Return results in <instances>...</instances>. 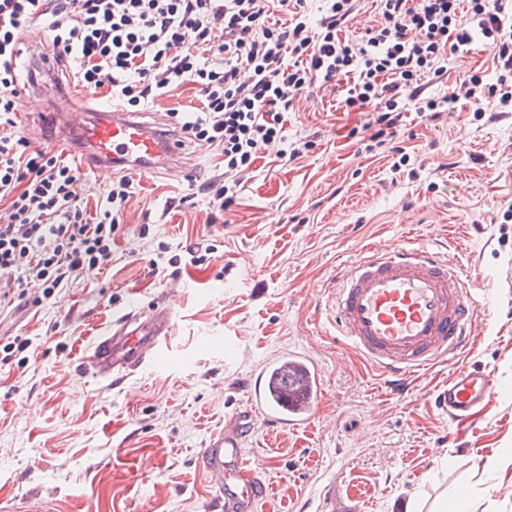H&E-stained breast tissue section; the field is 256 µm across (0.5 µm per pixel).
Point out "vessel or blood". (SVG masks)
<instances>
[{
  "label": "vessel or blood",
  "mask_w": 512,
  "mask_h": 512,
  "mask_svg": "<svg viewBox=\"0 0 512 512\" xmlns=\"http://www.w3.org/2000/svg\"><path fill=\"white\" fill-rule=\"evenodd\" d=\"M62 136L75 138L87 165L136 167L141 176L163 170L187 173V142L165 122L144 120L113 104L60 101L50 115ZM482 296L461 277L453 256L408 245L367 248L337 269L328 308L336 334L400 394L408 376L459 356L473 338ZM175 322L173 310L132 309L105 326L93 342L89 369L111 378L135 371L145 360L160 366ZM322 391L321 371L309 355L290 351L256 372L248 383V404L213 432L198 453L209 488L208 512H255L265 492L257 465L245 457L255 419L281 431L310 423ZM496 394L490 369L463 366L448 376L437 402L450 420L468 419Z\"/></svg>",
  "instance_id": "1"
}]
</instances>
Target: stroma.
I'll return each mask as SVG.
<instances>
[{
	"mask_svg": "<svg viewBox=\"0 0 512 512\" xmlns=\"http://www.w3.org/2000/svg\"><path fill=\"white\" fill-rule=\"evenodd\" d=\"M492 57L448 56L427 95L477 72L494 82ZM369 118L303 95L282 146L302 156L285 165L260 151L220 224L189 192L223 157L189 147L190 178L136 179L106 268L0 312V512H202L199 448L245 408L253 374L291 350L318 362L324 386L306 428L278 434L256 419L246 456L269 482L257 512H317L328 486L358 512H512V112L492 119L465 99L437 121L407 112L399 167L350 138ZM410 239L452 240L487 299L468 351L391 395L337 338L325 302L338 266ZM162 296L177 314L176 365L117 380L84 369L101 325ZM462 365L489 367L505 394L458 424L436 396Z\"/></svg>",
	"mask_w": 512,
	"mask_h": 512,
	"instance_id": "obj_1",
	"label": "stroma"
}]
</instances>
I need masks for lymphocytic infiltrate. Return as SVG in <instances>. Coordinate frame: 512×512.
I'll return each instance as SVG.
<instances>
[{"mask_svg": "<svg viewBox=\"0 0 512 512\" xmlns=\"http://www.w3.org/2000/svg\"><path fill=\"white\" fill-rule=\"evenodd\" d=\"M362 0H330L318 24L306 0H0V277L46 291L74 284L84 269L107 265L112 233L135 193L122 177L102 192L95 211L75 190L81 179L65 158L32 148L17 129L23 83L46 78L43 60L18 77L19 37L51 15L53 58L70 65L82 88L109 95L134 112L173 86H197L202 106L174 112L188 140L219 148L224 170L199 188L213 210L232 204L239 173L266 147L283 141V114L316 85L351 77L343 102L377 107V125L396 127L401 100L430 119L452 98L425 96L446 53L474 40L492 49L501 93L489 99L473 74L460 88L478 111L512 112V0H376L378 18L360 36L341 30ZM286 13V22L276 21Z\"/></svg>", "mask_w": 512, "mask_h": 512, "instance_id": "f902f5d3", "label": "lymphocytic infiltrate"}]
</instances>
